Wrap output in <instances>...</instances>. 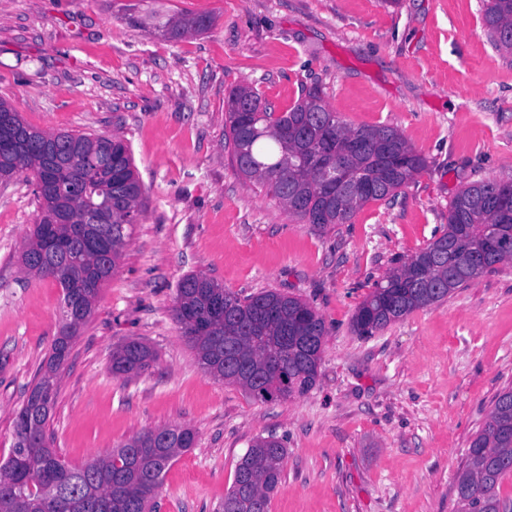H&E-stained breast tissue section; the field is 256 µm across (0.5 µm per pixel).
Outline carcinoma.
Returning a JSON list of instances; mask_svg holds the SVG:
<instances>
[{
  "instance_id": "carcinoma-1",
  "label": "carcinoma",
  "mask_w": 512,
  "mask_h": 512,
  "mask_svg": "<svg viewBox=\"0 0 512 512\" xmlns=\"http://www.w3.org/2000/svg\"><path fill=\"white\" fill-rule=\"evenodd\" d=\"M484 26L495 45L512 53V0H484ZM210 18L184 15L168 20L163 32L179 39L202 32ZM262 102L250 85L228 96L227 146L245 178L267 190L302 221L320 211L321 225L346 224L365 204L397 194L426 167L395 128H351L332 112L317 85L302 89L286 112L263 105L236 112L235 101ZM28 136L27 149H10L0 135V181L30 172L44 186L40 214L22 247L24 271L50 278L61 294L79 305L61 316L60 337L46 366L14 417L12 448L0 463V512H153V500L176 458L195 442L186 425L146 431L115 450L97 454L78 467L65 464L46 434L45 405H53L59 372L72 341L93 312L103 285L112 276L90 238L112 251L117 264L141 214L142 186L130 150L112 158V170L96 164L121 138L47 132L11 117ZM345 170L368 184L348 191L329 175ZM512 262V179L463 186L448 209L442 235L390 270L359 305L352 326L372 336L416 309L433 305L497 264ZM174 318L195 350L206 374L240 386L261 401L303 396L319 376L327 329L308 303L274 291L246 299L198 274L181 279ZM155 356L131 340L112 352L115 377L143 375ZM287 450L274 437L254 440L235 469L219 512H268L281 482ZM512 476V387L501 390L474 434L454 474L457 512H500L512 498L500 496Z\"/></svg>"
}]
</instances>
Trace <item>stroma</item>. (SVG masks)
I'll return each instance as SVG.
<instances>
[{
    "mask_svg": "<svg viewBox=\"0 0 512 512\" xmlns=\"http://www.w3.org/2000/svg\"><path fill=\"white\" fill-rule=\"evenodd\" d=\"M186 14L212 24L162 35ZM243 84L278 112L319 85L344 123L398 129L428 168L351 223H304L235 171L225 106ZM0 99L42 130L121 136L144 189L61 368L47 433L63 460L189 426L155 510L217 512L252 440L273 435L288 455L268 512H455L462 455L512 385V263L374 336L351 319L442 235L463 185L512 178V54L481 0H0ZM39 211L32 175L0 182V458L61 326L59 286L19 261ZM188 274L310 304L327 327L315 387L265 402L205 374L172 312ZM131 339L157 359L113 377Z\"/></svg>",
    "mask_w": 512,
    "mask_h": 512,
    "instance_id": "obj_1",
    "label": "stroma"
}]
</instances>
